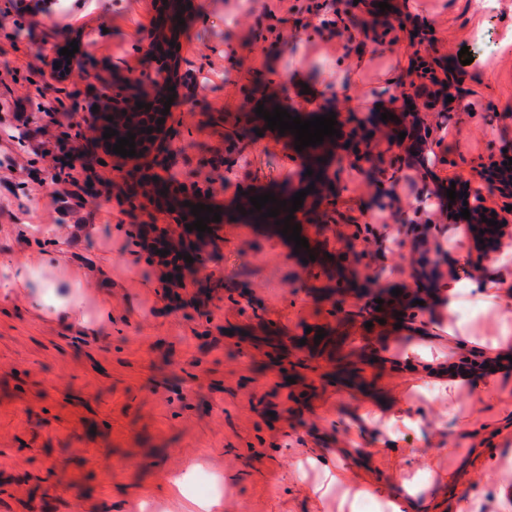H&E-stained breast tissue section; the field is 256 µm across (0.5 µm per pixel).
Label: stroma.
Wrapping results in <instances>:
<instances>
[{"label":"stroma","mask_w":512,"mask_h":512,"mask_svg":"<svg viewBox=\"0 0 512 512\" xmlns=\"http://www.w3.org/2000/svg\"><path fill=\"white\" fill-rule=\"evenodd\" d=\"M359 19L375 40L353 38L347 0H329L335 26L314 21L318 0H190L173 57L149 55L164 0H51L44 17L0 0V268L26 259L54 278L56 259L28 237L84 223L94 239L71 237L68 268L82 283L79 313L112 319L88 336L75 322L37 314L31 292L0 294V512H187L172 477L222 485L221 512H391V485L405 479L436 512H512V341L499 343L512 309L479 304L463 290L444 313L430 296L423 312L399 319L413 290L455 281L465 255L479 281L484 260L467 225L448 221L447 191L512 145V0L487 13L471 0H370ZM77 43L85 61L44 84L31 71L39 51L58 57ZM473 56L462 64L461 48ZM434 104L419 107L417 132L428 164L399 140L405 101L377 98L382 85H416L422 67ZM143 80L173 91L162 178L196 185L199 203L222 213L216 245H202L204 271L186 287L162 280L144 247L152 225L178 239L180 215L120 185L123 162L94 143L88 116L100 94ZM57 100L38 111V87ZM347 87L349 98L336 95ZM464 103L449 111V101ZM280 102L300 119L329 113L346 135L382 118L349 167L331 152L324 203L296 211L305 247L268 224L235 215L243 195L300 188L305 152L292 138L249 120ZM31 116L24 142L14 114ZM52 155L34 153L41 129ZM245 133L242 153L230 132ZM86 166L101 191L70 212L49 196L59 163ZM369 287L379 322L358 310ZM323 330L321 340L308 330ZM475 339L483 365L471 369L450 333ZM421 412L420 430L387 424V412ZM487 427V442L461 440V422ZM395 436L392 449L377 442ZM343 473L324 479L322 460Z\"/></svg>","instance_id":"obj_1"}]
</instances>
